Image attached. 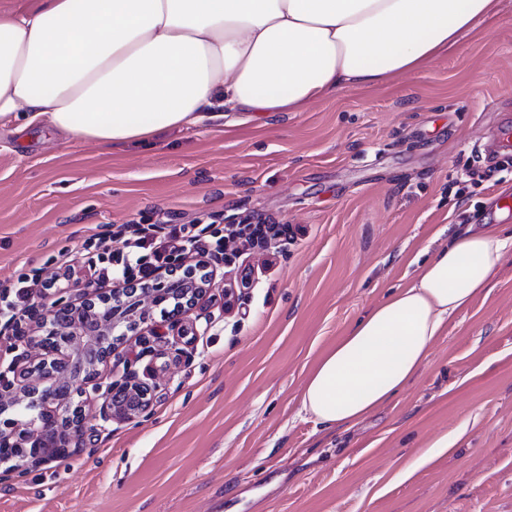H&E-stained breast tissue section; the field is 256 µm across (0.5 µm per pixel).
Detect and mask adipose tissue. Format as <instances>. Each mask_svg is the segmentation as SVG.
Returning a JSON list of instances; mask_svg holds the SVG:
<instances>
[{"label":"adipose tissue","instance_id":"ef3b65f1","mask_svg":"<svg viewBox=\"0 0 512 512\" xmlns=\"http://www.w3.org/2000/svg\"><path fill=\"white\" fill-rule=\"evenodd\" d=\"M497 0H33L0 8V127L46 124L127 146L235 112H293L429 65ZM512 235L464 228L357 320L301 393L350 428L400 393Z\"/></svg>","mask_w":512,"mask_h":512}]
</instances>
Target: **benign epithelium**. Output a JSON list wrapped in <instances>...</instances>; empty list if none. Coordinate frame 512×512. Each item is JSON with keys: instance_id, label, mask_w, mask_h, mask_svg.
Masks as SVG:
<instances>
[{"instance_id": "7a95c632", "label": "benign epithelium", "mask_w": 512, "mask_h": 512, "mask_svg": "<svg viewBox=\"0 0 512 512\" xmlns=\"http://www.w3.org/2000/svg\"><path fill=\"white\" fill-rule=\"evenodd\" d=\"M215 277L213 272L201 280H175L161 270L143 288L102 290L88 285L70 301L61 298L60 288L59 298L50 293L51 303H36L10 337L15 362L28 366L11 381L0 373V415L24 401L36 406L51 402L55 407L24 428L14 420L6 422V429H0V464L21 477L62 454L81 451L87 403L94 406L97 423L104 425L144 414L152 402L151 390L140 381L133 362L125 363L123 374L104 390L98 383L99 365L126 334L157 335L149 324L151 308L177 299L190 311L212 288ZM54 375L65 380L51 389L40 388Z\"/></svg>"}]
</instances>
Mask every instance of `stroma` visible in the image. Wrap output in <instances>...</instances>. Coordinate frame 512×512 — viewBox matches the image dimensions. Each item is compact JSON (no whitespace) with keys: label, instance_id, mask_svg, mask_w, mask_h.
Listing matches in <instances>:
<instances>
[{"label":"stroma","instance_id":"1","mask_svg":"<svg viewBox=\"0 0 512 512\" xmlns=\"http://www.w3.org/2000/svg\"><path fill=\"white\" fill-rule=\"evenodd\" d=\"M509 115L512 0H497L423 69L301 112L228 111L146 147L1 128L0 281L131 221L212 222L228 243L191 314L116 350L147 371L151 407L0 479V512H512V250L390 402L349 429L300 409L322 355L424 252L469 224L512 235L497 203L512 153L473 176ZM238 224L280 236L243 252Z\"/></svg>","mask_w":512,"mask_h":512}]
</instances>
